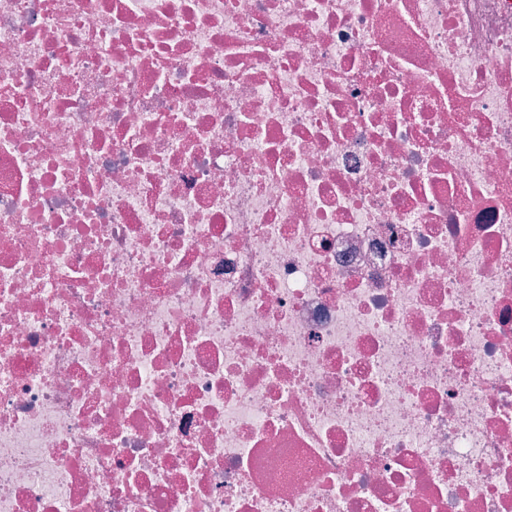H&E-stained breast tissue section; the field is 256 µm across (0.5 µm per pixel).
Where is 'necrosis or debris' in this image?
<instances>
[{
	"instance_id": "necrosis-or-debris-1",
	"label": "necrosis or debris",
	"mask_w": 512,
	"mask_h": 512,
	"mask_svg": "<svg viewBox=\"0 0 512 512\" xmlns=\"http://www.w3.org/2000/svg\"><path fill=\"white\" fill-rule=\"evenodd\" d=\"M0 512H512V0H0Z\"/></svg>"
}]
</instances>
